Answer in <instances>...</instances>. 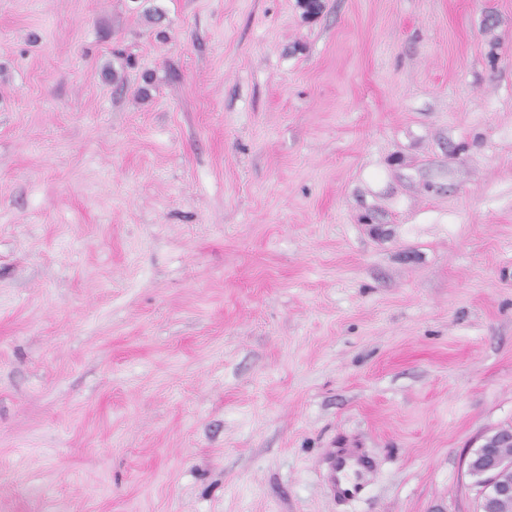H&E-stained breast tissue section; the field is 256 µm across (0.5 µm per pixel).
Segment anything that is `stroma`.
<instances>
[{
  "label": "stroma",
  "mask_w": 512,
  "mask_h": 512,
  "mask_svg": "<svg viewBox=\"0 0 512 512\" xmlns=\"http://www.w3.org/2000/svg\"><path fill=\"white\" fill-rule=\"evenodd\" d=\"M324 4L0 0V512H480L512 0ZM324 461V482L330 494L341 502L360 498L373 478L372 462L361 448L330 449Z\"/></svg>",
  "instance_id": "1"
}]
</instances>
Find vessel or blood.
Masks as SVG:
<instances>
[{
  "instance_id": "obj_1",
  "label": "vessel or blood",
  "mask_w": 512,
  "mask_h": 512,
  "mask_svg": "<svg viewBox=\"0 0 512 512\" xmlns=\"http://www.w3.org/2000/svg\"><path fill=\"white\" fill-rule=\"evenodd\" d=\"M324 482L330 494L342 502L360 498L373 478L371 460L361 449L336 448L325 455Z\"/></svg>"
}]
</instances>
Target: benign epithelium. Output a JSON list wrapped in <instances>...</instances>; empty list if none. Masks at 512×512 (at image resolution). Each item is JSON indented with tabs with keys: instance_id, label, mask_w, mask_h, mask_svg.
<instances>
[{
	"instance_id": "benign-epithelium-1",
	"label": "benign epithelium",
	"mask_w": 512,
	"mask_h": 512,
	"mask_svg": "<svg viewBox=\"0 0 512 512\" xmlns=\"http://www.w3.org/2000/svg\"><path fill=\"white\" fill-rule=\"evenodd\" d=\"M512 447V428L505 427L486 436L481 452L468 460L470 471L480 476L483 512L497 510L512 504V463L501 458L497 449Z\"/></svg>"
}]
</instances>
